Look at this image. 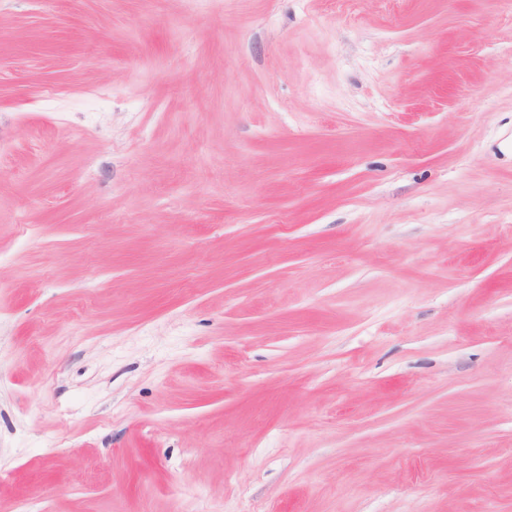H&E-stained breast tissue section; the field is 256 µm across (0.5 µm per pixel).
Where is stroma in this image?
I'll return each instance as SVG.
<instances>
[{"mask_svg":"<svg viewBox=\"0 0 512 512\" xmlns=\"http://www.w3.org/2000/svg\"><path fill=\"white\" fill-rule=\"evenodd\" d=\"M0 512H512V0H0Z\"/></svg>","mask_w":512,"mask_h":512,"instance_id":"stroma-1","label":"stroma"}]
</instances>
